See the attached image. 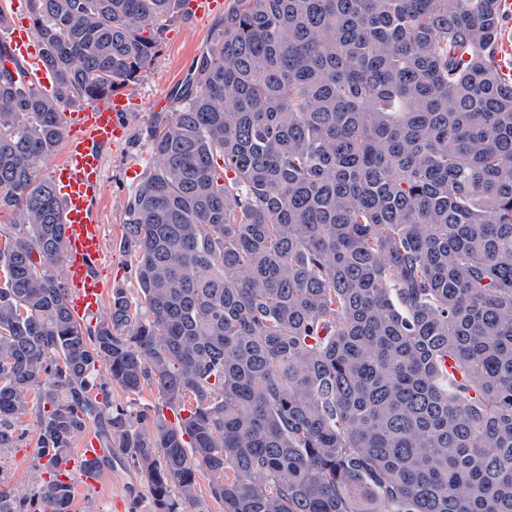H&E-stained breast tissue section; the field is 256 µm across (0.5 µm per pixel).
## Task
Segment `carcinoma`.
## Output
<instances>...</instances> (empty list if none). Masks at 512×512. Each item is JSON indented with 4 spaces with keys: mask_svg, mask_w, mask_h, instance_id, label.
Returning <instances> with one entry per match:
<instances>
[{
    "mask_svg": "<svg viewBox=\"0 0 512 512\" xmlns=\"http://www.w3.org/2000/svg\"><path fill=\"white\" fill-rule=\"evenodd\" d=\"M184 0H29L57 90L0 65V450L35 392L49 480L97 428L152 512H512V81L502 0H233L127 200L139 298L87 325L38 165ZM105 367L107 376L96 380ZM148 386L181 415L112 406ZM212 480V475L205 469L198 475L197 492L200 498V509L203 512H224V504L210 496L209 486Z\"/></svg>",
    "mask_w": 512,
    "mask_h": 512,
    "instance_id": "obj_1",
    "label": "carcinoma"
}]
</instances>
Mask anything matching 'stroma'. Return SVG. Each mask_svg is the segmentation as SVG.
<instances>
[{"label":"stroma","mask_w":512,"mask_h":512,"mask_svg":"<svg viewBox=\"0 0 512 512\" xmlns=\"http://www.w3.org/2000/svg\"><path fill=\"white\" fill-rule=\"evenodd\" d=\"M223 14L198 18L180 14L166 28L164 41L139 79L125 87L137 99L136 108L122 116L126 136L121 146L103 150V176L91 213L103 228L106 257L98 272L106 288L136 292L138 283L130 255L124 252V207L129 194L150 173L151 132L160 121L150 112L149 101L157 92H176L190 74L194 61L216 46ZM22 435L16 447L0 451V489L18 497L31 495L46 479L36 465L39 435L35 414L23 417ZM151 494L144 474L127 459L105 464L99 487L73 494L70 512H150Z\"/></svg>","instance_id":"35a3bbf8"}]
</instances>
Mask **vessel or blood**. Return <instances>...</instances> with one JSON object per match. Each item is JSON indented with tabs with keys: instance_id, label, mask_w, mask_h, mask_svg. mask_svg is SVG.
<instances>
[{
	"instance_id": "obj_1",
	"label": "vessel or blood",
	"mask_w": 512,
	"mask_h": 512,
	"mask_svg": "<svg viewBox=\"0 0 512 512\" xmlns=\"http://www.w3.org/2000/svg\"><path fill=\"white\" fill-rule=\"evenodd\" d=\"M7 38L13 56L24 60L29 81L42 92H53L56 76L46 67L38 42L19 28L10 29ZM133 104L132 98L118 93L81 111L63 114L69 135L65 140L64 159L56 171L55 187L62 202L65 281L71 310L79 317L96 311L104 295V285L94 274L93 266L103 258L105 242L100 224L89 212L101 181V148L121 142L123 129L118 117ZM105 453V448L96 441L86 442L61 468L84 484L96 485V478L85 474L83 464Z\"/></svg>"
}]
</instances>
